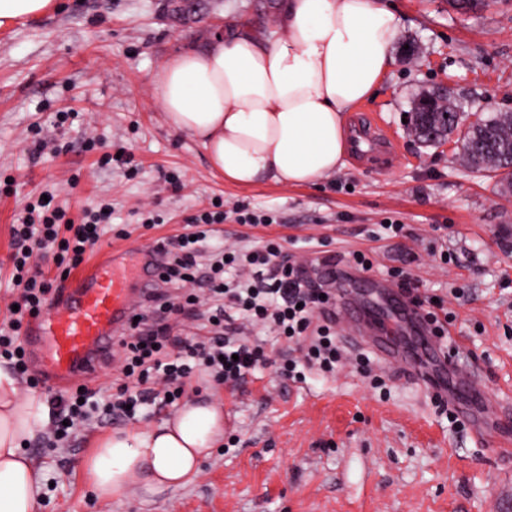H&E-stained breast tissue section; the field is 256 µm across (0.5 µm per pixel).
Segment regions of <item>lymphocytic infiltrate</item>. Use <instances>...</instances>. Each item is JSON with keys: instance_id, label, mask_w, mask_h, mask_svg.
Segmentation results:
<instances>
[{"instance_id": "f902f5d3", "label": "lymphocytic infiltrate", "mask_w": 512, "mask_h": 512, "mask_svg": "<svg viewBox=\"0 0 512 512\" xmlns=\"http://www.w3.org/2000/svg\"><path fill=\"white\" fill-rule=\"evenodd\" d=\"M110 220V214L99 209L75 224L64 211L40 199L29 204L11 227L9 260L16 309L0 331V358L31 388H38L41 381L28 375L21 340L24 322L39 318L57 300L63 283L106 233ZM223 221L221 210L201 212L185 233L158 245V278L191 299L202 335L175 336L170 317L183 312L182 302L148 295L132 333L118 338L123 358L114 379L115 393L103 402L87 388L49 393L53 420L48 434L60 441L68 438L69 423L93 415L109 424L135 419L142 409L164 408L169 399L188 397L201 373L218 385L243 382L264 356L259 345L242 340L248 328L267 329L290 342L308 337L302 360L284 359L285 371H295L301 361L324 373L335 371L341 352L336 345L333 289L308 280L302 269L282 261L283 247L274 239L253 250L213 248L207 268H200L202 246ZM47 250L56 259L53 277L39 267ZM229 272L234 275L230 282L225 279Z\"/></svg>"}]
</instances>
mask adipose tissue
Instances as JSON below:
<instances>
[{"label": "adipose tissue", "mask_w": 512, "mask_h": 512, "mask_svg": "<svg viewBox=\"0 0 512 512\" xmlns=\"http://www.w3.org/2000/svg\"><path fill=\"white\" fill-rule=\"evenodd\" d=\"M399 25L389 0H281L271 35L235 24L172 56L153 84L169 127L198 140L227 182L307 185L342 166L347 114L392 67ZM46 415L0 365V512H37L41 477L24 447ZM223 437V410L191 399L150 430L101 438L83 467L102 499L145 478L177 489Z\"/></svg>", "instance_id": "1"}]
</instances>
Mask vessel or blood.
Returning a JSON list of instances; mask_svg holds the SVG:
<instances>
[{
  "mask_svg": "<svg viewBox=\"0 0 512 512\" xmlns=\"http://www.w3.org/2000/svg\"><path fill=\"white\" fill-rule=\"evenodd\" d=\"M393 144L381 133L359 129L353 142L355 154L381 153ZM122 262L94 257L88 272L81 276L75 293L54 304L47 330L31 326V338H47L41 363L49 383H60L75 371H95L105 357L100 343L104 337L119 335L135 308L136 297L121 274ZM373 293L385 306L398 309L394 322L368 312H357L361 295L350 279L336 283V326L352 345L373 352L386 369H397L403 379L442 396L449 405L461 404L473 419L482 438L500 441V453L512 452V440L504 438L499 409L472 372L461 369L452 353L442 350L432 335L424 314L402 291L384 280L372 283Z\"/></svg>",
  "mask_w": 512,
  "mask_h": 512,
  "instance_id": "vessel-or-blood-1",
  "label": "vessel or blood"
}]
</instances>
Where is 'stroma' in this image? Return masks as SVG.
I'll return each instance as SVG.
<instances>
[{
    "instance_id": "35a3bbf8",
    "label": "stroma",
    "mask_w": 512,
    "mask_h": 512,
    "mask_svg": "<svg viewBox=\"0 0 512 512\" xmlns=\"http://www.w3.org/2000/svg\"><path fill=\"white\" fill-rule=\"evenodd\" d=\"M60 9L0 29V308L13 295L11 225L24 206L49 193L72 219L111 200L114 232L100 251L130 247V287L164 292L138 247L183 232L210 202H244L275 216L271 225L228 214L214 245L281 239L290 262L312 281L327 277L316 258L373 262L354 286L376 307L370 282L393 266L418 281L422 299L444 298L460 336L458 363L475 373L512 415V193L471 171L455 142L420 143L408 118L422 92L449 88L470 112H512V0L461 14L448 0H394L401 18L394 67L373 98L347 116L349 129L372 124L394 144L389 166L345 155L336 174L304 186L226 183L205 149L165 122L154 74L177 51L205 47L246 17L272 27L278 0H211L206 14L176 23L163 0H59ZM415 44L413 54L404 48ZM48 142L35 151L31 126ZM98 141L85 148L86 138ZM130 164L105 166L103 154ZM159 222L140 224L143 210ZM396 222L402 235H381ZM450 262H442L441 252ZM265 358L237 386L196 380L198 397L224 410V438L184 487L155 495L132 489L99 500L83 468L95 440L114 425L78 429L67 447L35 436L25 452L46 487L38 512H512V456L477 441L472 424L452 426L434 400L378 368L362 372L358 350L324 374L282 375L286 344L262 339Z\"/></svg>"
}]
</instances>
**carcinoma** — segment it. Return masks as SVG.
Returning <instances> with one entry per match:
<instances>
[{
  "label": "carcinoma",
  "mask_w": 512,
  "mask_h": 512,
  "mask_svg": "<svg viewBox=\"0 0 512 512\" xmlns=\"http://www.w3.org/2000/svg\"><path fill=\"white\" fill-rule=\"evenodd\" d=\"M436 109L448 114L447 121H438L435 126V140L422 139V142L440 144L459 134L458 141L463 144L462 155L470 168L498 178L503 186H512V113H499L483 118L477 117L466 130H461V122L470 116L462 103L451 94L441 90H432Z\"/></svg>",
  "instance_id": "obj_1"
}]
</instances>
